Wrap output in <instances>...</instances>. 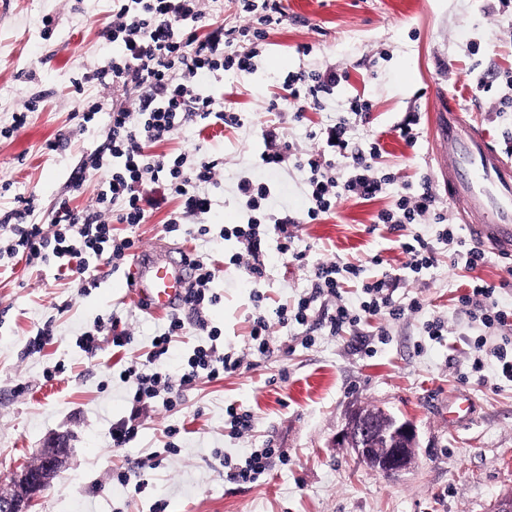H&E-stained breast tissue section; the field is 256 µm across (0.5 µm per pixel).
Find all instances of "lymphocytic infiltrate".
Listing matches in <instances>:
<instances>
[{
    "label": "lymphocytic infiltrate",
    "mask_w": 512,
    "mask_h": 512,
    "mask_svg": "<svg viewBox=\"0 0 512 512\" xmlns=\"http://www.w3.org/2000/svg\"><path fill=\"white\" fill-rule=\"evenodd\" d=\"M237 3L253 23L228 30L208 18L204 0H112V41L119 52L92 78L132 87L136 106L131 110L121 106L109 109L104 101H88L81 114L83 122H91L98 112L110 113L105 145L90 154L70 182L73 190H80L89 171L104 169L110 174L108 187L98 193L96 210L79 211L62 204L47 225L33 221V199L20 198L19 208L10 212L13 223L8 227L7 247L0 248V260L21 256L30 262H44L53 258L61 275L80 282L87 271L80 261L82 254L106 256L116 266L135 249V237H113V224L137 227L144 223L148 208L171 197L180 199L181 216L210 212L208 188L215 180L216 161L201 156L192 163L184 153L150 154L145 145L162 141L183 121L196 115L216 125L240 126L239 113L225 111L219 99L201 93L200 80L231 69H250L255 45L266 38L269 26L282 23L285 11L281 0ZM196 23L206 27L205 35L193 31ZM338 82L336 72L303 70L289 74L285 84L293 106L302 112L319 108L322 95L332 93ZM318 141L317 152L305 159L312 200L309 219L328 214L338 198L368 202L382 193L386 180L372 172V162L381 154L377 137L355 141L350 127L340 122L321 128ZM340 158L345 159L348 170L343 178L336 174V161ZM105 212L111 213V221H102ZM429 214L443 226L441 239L455 242V260L471 268L485 263L484 252L467 247L465 240L456 239L452 230L445 228L446 218L438 213L436 198L430 191L400 196L394 208L379 212L377 220L397 230L418 223ZM360 273L359 265L350 262L315 265L309 292L292 305L278 306L274 318L282 324L291 320L306 322L314 302L324 296L337 298L341 281L359 277ZM395 289L393 277L384 275L365 285L368 300L360 310L338 302L328 319L330 333L340 334L383 312L396 320L406 312L418 310L415 301L405 306L397 304L393 298ZM182 328V320L171 317L167 331L160 335L146 360L130 362L121 370V378L133 382L135 392L128 418L112 426L113 447H125L136 436L135 422L147 401L160 397L165 406H174L181 393L200 378L217 379L242 367L243 357L214 346H200L194 349L180 376L171 378L159 361Z\"/></svg>",
    "instance_id": "1"
}]
</instances>
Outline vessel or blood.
Instances as JSON below:
<instances>
[{
	"mask_svg": "<svg viewBox=\"0 0 512 512\" xmlns=\"http://www.w3.org/2000/svg\"><path fill=\"white\" fill-rule=\"evenodd\" d=\"M439 112L431 116L436 155L435 177L444 187L469 241L501 262H512V155L475 125L453 93L438 91ZM188 259L154 250L138 252L122 283L153 314L181 308L194 281Z\"/></svg>",
	"mask_w": 512,
	"mask_h": 512,
	"instance_id": "obj_1",
	"label": "vessel or blood"
}]
</instances>
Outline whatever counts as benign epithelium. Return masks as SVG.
Returning <instances> with one entry per match:
<instances>
[{
    "label": "benign epithelium",
    "mask_w": 512,
    "mask_h": 512,
    "mask_svg": "<svg viewBox=\"0 0 512 512\" xmlns=\"http://www.w3.org/2000/svg\"><path fill=\"white\" fill-rule=\"evenodd\" d=\"M338 442L347 444L372 469L397 476L414 464L418 435L409 421L393 417L389 423L381 424L356 410ZM67 455L68 448L62 442H53L44 448L37 466L15 473L10 491L0 489V512H29L33 500L64 466Z\"/></svg>",
    "instance_id": "7a95c632"
}]
</instances>
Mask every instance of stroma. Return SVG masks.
<instances>
[{"label":"stroma","mask_w":512,"mask_h":512,"mask_svg":"<svg viewBox=\"0 0 512 512\" xmlns=\"http://www.w3.org/2000/svg\"><path fill=\"white\" fill-rule=\"evenodd\" d=\"M0 9V209L16 196L33 197L35 218L49 223L60 203L76 210L95 205L106 171L89 174L81 190L68 185L83 153L102 147L107 114L79 129L77 101L103 97L115 105L135 102L131 89L74 82L112 58L109 32L112 0H4ZM286 20L270 29L257 47L250 70H230L209 81L206 92L222 98L225 110L240 113L242 127L224 128L196 119L154 154L206 153L217 161L208 214L187 217L182 231L166 222L179 208L169 200L150 209L144 224L112 227L114 237L136 235L138 249L163 244L183 247L214 269L210 285L216 303L204 308L208 328L200 330L189 309L161 364L178 377L194 349L211 344L244 355L243 366L220 380L201 379L174 407L145 405L136 437L113 447V423L130 412L133 387L122 381L117 359H146L153 339L168 324L164 315L141 309L119 286L123 269L88 256L95 286L84 288L57 275L53 263L39 266L14 259L0 269V481L39 460L56 437L69 448L64 467L39 495L31 512H491L501 495L512 494V382L499 378L490 351L501 341L472 318L461 302L467 284L494 286L501 310L512 317V268L495 259L471 270L454 264L433 216L396 232L379 224L381 210L399 195L421 192L431 179L428 116L436 112V87L451 88L475 123L502 146L512 148V7L499 0H287ZM53 18L45 35L44 20ZM278 60L279 69L268 66ZM299 70L342 74L319 109L296 116L283 81ZM491 88L473 99L477 77ZM42 96L24 128L12 115L31 97ZM371 104L369 118L356 122L354 98ZM423 130L416 145L395 132L409 117ZM353 125L356 139L377 135L382 154L376 175H391L376 199H338L331 214L309 220L307 171L295 161L316 148L313 132L325 125ZM276 140H269L268 129ZM68 138L63 150L50 143ZM289 146L292 158L277 170L265 168L263 153ZM249 177L269 185L258 211L265 217V275L256 279L233 264L240 252L227 230L246 223V200L237 189ZM288 222L291 253L276 248V220ZM210 232L198 236V225ZM419 235L436 251L433 267L414 274L398 246L401 234ZM383 264L375 266L373 255ZM361 265L360 279L345 281L340 298L318 300L307 323L273 324L266 353L250 352L249 321L291 303L310 286L321 262ZM396 277L394 298L418 311L394 320L378 315L352 330L331 335L327 319L337 300L359 307L362 285L381 273ZM117 317L131 342L113 355L110 337L94 353L81 340L97 319ZM444 324L431 339L428 321ZM53 334L41 352L27 341L42 327ZM484 337L482 351L472 344ZM65 371L47 379L57 365ZM473 402L470 417L449 420L448 407L461 395ZM234 406L250 411L253 428L234 435L226 414ZM380 407L411 420L419 446L415 466L396 477L369 468L350 448L338 445L349 413ZM179 433L168 436L167 431ZM274 449L257 482L230 479L226 462H243L251 452ZM137 473L143 491L119 480Z\"/></svg>","instance_id":"stroma-1"}]
</instances>
